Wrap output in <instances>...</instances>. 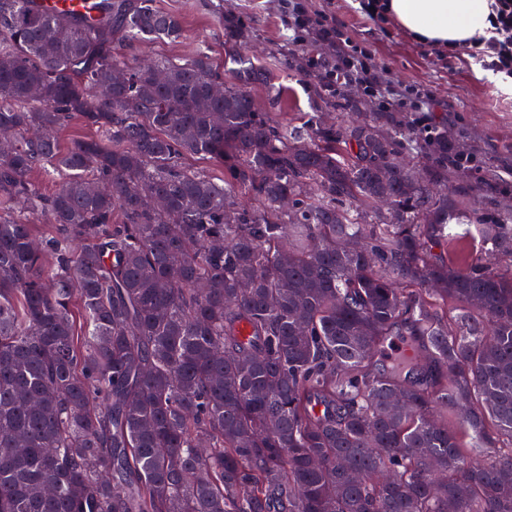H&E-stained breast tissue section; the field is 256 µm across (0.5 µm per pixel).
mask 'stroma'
Wrapping results in <instances>:
<instances>
[{
    "label": "stroma",
    "mask_w": 512,
    "mask_h": 512,
    "mask_svg": "<svg viewBox=\"0 0 512 512\" xmlns=\"http://www.w3.org/2000/svg\"><path fill=\"white\" fill-rule=\"evenodd\" d=\"M157 7L182 17L184 35L127 49L128 59L145 55L175 58L191 55L199 45L212 49L216 66H223L224 16L243 24L247 37L242 52L257 57L282 78L284 91L271 99L265 87H256L255 99L269 112H308L312 109L314 80L305 73L308 56H330L321 42L296 47L288 42L283 0H154ZM311 10L335 15L344 32L372 49L379 64L395 81L431 88L440 103L439 117L456 146L482 154L483 177L458 168L449 186H479L484 197L512 206V184L499 175L512 169V89L462 56L437 57L433 46L419 43L395 24H379L360 12L356 0H307Z\"/></svg>",
    "instance_id": "stroma-1"
}]
</instances>
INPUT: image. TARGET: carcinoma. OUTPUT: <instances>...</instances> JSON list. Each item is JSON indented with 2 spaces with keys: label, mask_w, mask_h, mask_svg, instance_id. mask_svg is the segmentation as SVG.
I'll use <instances>...</instances> for the list:
<instances>
[{
  "label": "carcinoma",
  "mask_w": 512,
  "mask_h": 512,
  "mask_svg": "<svg viewBox=\"0 0 512 512\" xmlns=\"http://www.w3.org/2000/svg\"><path fill=\"white\" fill-rule=\"evenodd\" d=\"M181 32L0 0V512H512V210L441 127L256 110L232 24L229 83L122 52Z\"/></svg>",
  "instance_id": "1"
}]
</instances>
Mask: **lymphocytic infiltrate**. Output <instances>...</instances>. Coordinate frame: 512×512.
I'll list each match as a JSON object with an SVG mask.
<instances>
[{"instance_id":"obj_1","label":"lymphocytic infiltrate","mask_w":512,"mask_h":512,"mask_svg":"<svg viewBox=\"0 0 512 512\" xmlns=\"http://www.w3.org/2000/svg\"><path fill=\"white\" fill-rule=\"evenodd\" d=\"M288 30L292 44L319 41L331 45L332 59L312 57L310 71L321 88L334 97L343 96L348 83L359 85L363 94L382 111L408 113L420 138L432 133L430 116L439 108L433 91L424 85H402L389 79L374 53L345 36L335 16L309 10L305 0H286ZM490 38H475L455 47L457 55L478 62L483 68L512 79V0H494Z\"/></svg>"}]
</instances>
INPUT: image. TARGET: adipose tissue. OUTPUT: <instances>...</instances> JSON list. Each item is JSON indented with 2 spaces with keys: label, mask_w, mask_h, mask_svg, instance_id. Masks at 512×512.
Returning <instances> with one entry per match:
<instances>
[{
  "label": "adipose tissue",
  "mask_w": 512,
  "mask_h": 512,
  "mask_svg": "<svg viewBox=\"0 0 512 512\" xmlns=\"http://www.w3.org/2000/svg\"><path fill=\"white\" fill-rule=\"evenodd\" d=\"M491 0H386L395 24L417 42L442 48L488 35Z\"/></svg>",
  "instance_id": "obj_1"
}]
</instances>
